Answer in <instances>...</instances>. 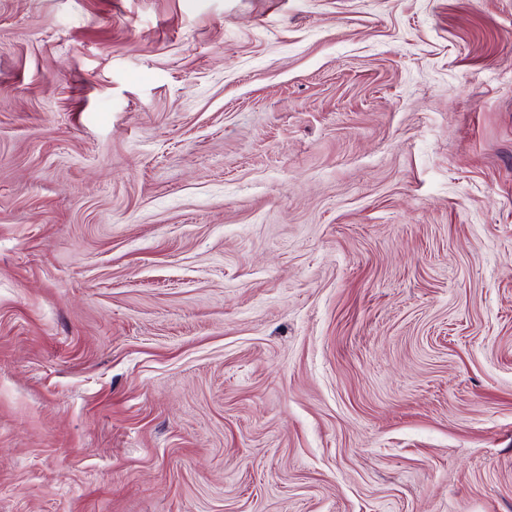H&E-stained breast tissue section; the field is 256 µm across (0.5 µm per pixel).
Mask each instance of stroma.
<instances>
[{
  "label": "stroma",
  "instance_id": "1",
  "mask_svg": "<svg viewBox=\"0 0 512 512\" xmlns=\"http://www.w3.org/2000/svg\"><path fill=\"white\" fill-rule=\"evenodd\" d=\"M0 512H512V0H0Z\"/></svg>",
  "mask_w": 512,
  "mask_h": 512
}]
</instances>
